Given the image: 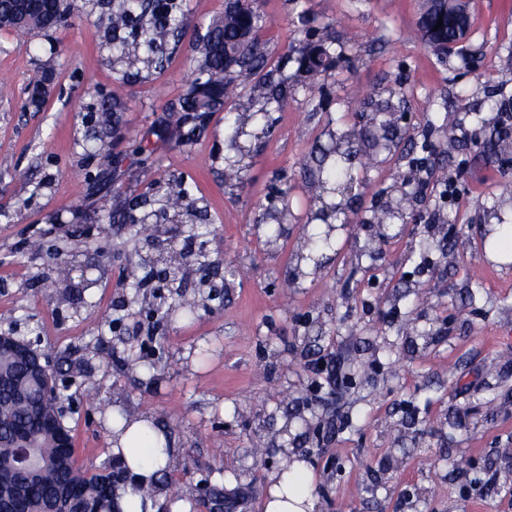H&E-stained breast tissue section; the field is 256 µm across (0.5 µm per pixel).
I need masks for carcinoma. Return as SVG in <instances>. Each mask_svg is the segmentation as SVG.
<instances>
[{
    "label": "carcinoma",
    "mask_w": 512,
    "mask_h": 512,
    "mask_svg": "<svg viewBox=\"0 0 512 512\" xmlns=\"http://www.w3.org/2000/svg\"><path fill=\"white\" fill-rule=\"evenodd\" d=\"M75 13L97 19L99 50L117 84L115 90L97 93L86 107L91 120L117 139L118 113L127 110V101L118 89L140 83L153 85L148 107L160 113L148 134L173 147L195 143L205 129L207 117L222 112L227 139L234 151V155L224 158V184L230 187L243 183L242 160L249 156V151L241 146L242 138L253 136L246 130L250 117L242 113L231 115L230 100L257 96L263 106L281 110L288 105V93L299 85L311 101L318 77L336 66V53L328 39L317 44L307 42L297 59L294 84L288 85V61H271L263 39L266 18L253 0H224V12L209 23L194 27L186 48L187 77L180 93L172 98L159 79L165 65L185 45L190 26L187 0H51L34 4L0 0V30L49 37ZM436 22L434 5L425 4L418 28L423 43H428L427 30ZM56 79L53 66L42 64L40 74L24 91L25 104L41 107L49 93L39 85L51 89ZM338 140L342 149L324 148L312 157L307 182L309 197L319 209L333 215L342 199L350 196L353 185L360 184L349 160L355 153V141L345 132ZM137 178L143 191L124 197L118 208L103 200L99 221L137 225L140 242L152 239L158 224H185L187 236H203L199 225L208 223L209 205L205 199L194 196L187 178L165 176L148 166L140 168ZM410 208L407 196L396 201L392 210L387 202L381 201L373 209L374 223L386 224L395 217L394 211ZM304 232V247L309 253L321 256L334 250V241L317 227L308 225ZM72 271L68 265L57 268L53 287L63 298L67 297ZM198 308L196 300L178 292L160 316L168 318L181 313L193 317ZM44 391L43 381L24 370L19 356L5 348L0 350V443L4 445L0 453L8 452L14 432L37 405L51 427L34 433L33 453L38 466L51 469L55 476V481L47 484L35 475L19 477L6 469L0 475V501L13 512H55L61 507L69 512H82L86 507L92 512H121L117 498L127 482L126 470L113 457L94 469L78 466L67 413L59 401L44 396ZM166 453L162 478L146 489L152 496L167 492L166 477L178 467L171 448H166Z\"/></svg>",
    "instance_id": "obj_1"
}]
</instances>
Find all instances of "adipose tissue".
I'll return each instance as SVG.
<instances>
[{
    "instance_id": "obj_1",
    "label": "adipose tissue",
    "mask_w": 512,
    "mask_h": 512,
    "mask_svg": "<svg viewBox=\"0 0 512 512\" xmlns=\"http://www.w3.org/2000/svg\"><path fill=\"white\" fill-rule=\"evenodd\" d=\"M153 425L151 417H132L129 426L112 427L111 449L119 456L130 480L120 491L121 512H157L160 498L141 495V484L157 480L164 465L163 460L152 459L147 444L139 437ZM317 499L313 493V474L305 461L291 458L277 472L267 489L263 512H315Z\"/></svg>"
}]
</instances>
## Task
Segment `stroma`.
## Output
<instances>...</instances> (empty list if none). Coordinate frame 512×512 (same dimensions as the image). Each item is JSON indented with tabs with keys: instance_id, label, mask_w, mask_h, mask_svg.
I'll use <instances>...</instances> for the list:
<instances>
[{
	"instance_id": "stroma-1",
	"label": "stroma",
	"mask_w": 512,
	"mask_h": 512,
	"mask_svg": "<svg viewBox=\"0 0 512 512\" xmlns=\"http://www.w3.org/2000/svg\"><path fill=\"white\" fill-rule=\"evenodd\" d=\"M421 0H265V38L283 53L301 23L330 26L335 70L319 77L321 101L303 91L284 110L257 115L269 126L244 182L228 189L217 150H228L224 115L187 149L148 145L160 172L190 176L210 204L206 252L233 262L245 277L193 274L186 291L202 302L194 319L162 323L147 303L152 287L127 286L134 255L131 225L71 221L97 211L113 187L137 192L143 132L156 119L149 85L129 88L121 113L119 165L86 164L82 143L94 129L81 106L91 87L107 88L96 19L72 17L51 39L0 31V73L24 88L41 63L58 79L38 111L21 98L0 100V332L31 340L48 354L66 351L88 363L75 381L69 423L79 466L110 454L105 415L123 408L153 417L167 431L180 470L170 472V500L205 512L200 481L221 487L224 512H262L271 477L287 454L311 468L317 512H512V262L488 258L478 213L499 211L512 224V138L504 158L485 154L475 117L498 89L512 108V0H469L461 51L440 59L414 36ZM403 89L404 138L440 142L448 126L469 137L448 145L459 170L457 199L445 200L432 177L416 227L393 221L386 239L371 222L378 195L400 190L404 151H384L364 169L367 184L338 232L336 252L317 275L292 284L302 227L268 249L256 228L257 202L280 183L305 196V168L331 134L358 121L363 97L384 100ZM115 171L116 184L89 187L88 171ZM52 183H45V176ZM39 241L41 251L29 248ZM78 262L92 288L73 280L59 299L41 276ZM123 340L144 368L120 371L99 344ZM335 355L356 375L344 391L311 393V359Z\"/></svg>"
}]
</instances>
